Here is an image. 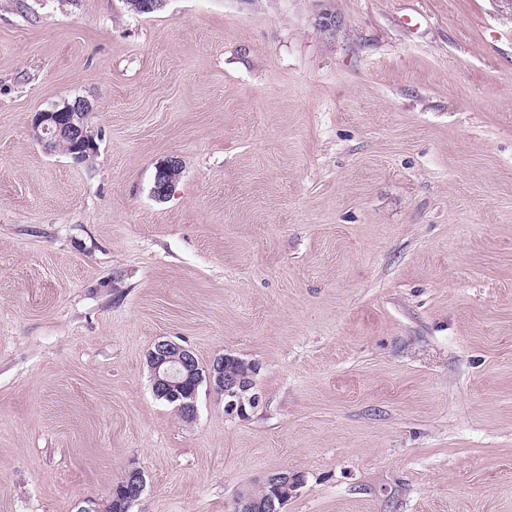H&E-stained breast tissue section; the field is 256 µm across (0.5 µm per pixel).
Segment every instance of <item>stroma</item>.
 Listing matches in <instances>:
<instances>
[{
    "instance_id": "obj_1",
    "label": "stroma",
    "mask_w": 512,
    "mask_h": 512,
    "mask_svg": "<svg viewBox=\"0 0 512 512\" xmlns=\"http://www.w3.org/2000/svg\"><path fill=\"white\" fill-rule=\"evenodd\" d=\"M83 166L33 140L74 97ZM178 158L171 195H152ZM161 339L259 366L157 399ZM512 512L506 0H0V512ZM127 475V484L131 489V494L128 497L124 498H115L112 502L108 501L105 510L100 508V504L96 499L87 498L84 499L80 503H84V506H79L80 503L77 504L76 507L78 509L76 512H111L112 508L117 512H129V508L134 502H136L142 495L145 485L146 478L144 471L139 467H132L128 469ZM112 506V507H111ZM260 483L271 488L272 494L257 498L251 486H244L233 503V512H284L289 498L304 484L288 471L269 474Z\"/></svg>"
}]
</instances>
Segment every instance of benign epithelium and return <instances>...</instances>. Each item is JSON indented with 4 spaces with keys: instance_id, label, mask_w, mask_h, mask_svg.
I'll return each instance as SVG.
<instances>
[{
    "instance_id": "1",
    "label": "benign epithelium",
    "mask_w": 512,
    "mask_h": 512,
    "mask_svg": "<svg viewBox=\"0 0 512 512\" xmlns=\"http://www.w3.org/2000/svg\"><path fill=\"white\" fill-rule=\"evenodd\" d=\"M90 103L76 97L72 101L56 104L35 114L31 123L33 139L53 151L56 145L66 144L63 153L74 166L86 164L89 154L97 148L94 134L88 127L85 114ZM181 173V164L171 159L157 173L152 193L165 199L172 192ZM230 355L223 354L204 365L194 352L170 339L157 341L147 355L154 395L175 405L178 412L195 417L199 388L203 385L224 396V413L229 416L245 415L247 408L259 404L253 375H242L224 368ZM262 483L271 488L272 494L258 498L245 486L233 503V512H284L289 498L303 486L301 480L288 472L267 475ZM127 484L131 494L115 498L101 509L97 500L87 498L76 512H128L142 495L146 478L139 467L128 469Z\"/></svg>"
}]
</instances>
